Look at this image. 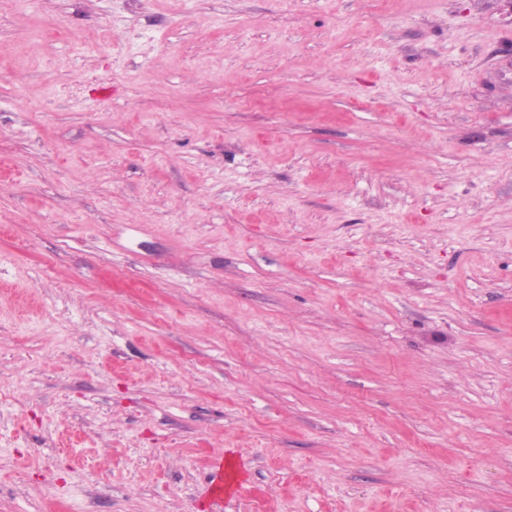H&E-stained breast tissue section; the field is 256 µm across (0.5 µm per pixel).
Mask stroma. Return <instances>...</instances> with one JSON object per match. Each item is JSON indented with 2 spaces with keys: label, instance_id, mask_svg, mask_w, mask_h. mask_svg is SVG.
Returning a JSON list of instances; mask_svg holds the SVG:
<instances>
[{
  "label": "stroma",
  "instance_id": "obj_1",
  "mask_svg": "<svg viewBox=\"0 0 512 512\" xmlns=\"http://www.w3.org/2000/svg\"><path fill=\"white\" fill-rule=\"evenodd\" d=\"M0 512H512V0H0Z\"/></svg>",
  "mask_w": 512,
  "mask_h": 512
}]
</instances>
